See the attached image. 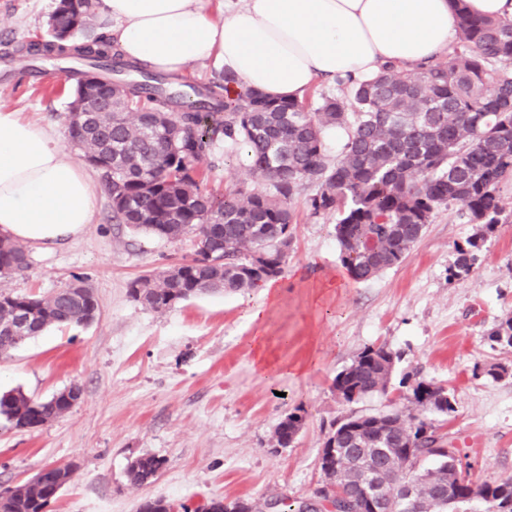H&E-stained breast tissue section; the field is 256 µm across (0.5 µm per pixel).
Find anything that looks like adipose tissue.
Wrapping results in <instances>:
<instances>
[{
    "label": "adipose tissue",
    "instance_id": "adipose-tissue-1",
    "mask_svg": "<svg viewBox=\"0 0 512 512\" xmlns=\"http://www.w3.org/2000/svg\"><path fill=\"white\" fill-rule=\"evenodd\" d=\"M110 37L131 61L168 73L211 60L233 82L299 100L316 80L360 79L389 62L445 52L455 8L512 19V0H103ZM93 180L47 128L0 110V235L49 249L83 236L96 212Z\"/></svg>",
    "mask_w": 512,
    "mask_h": 512
}]
</instances>
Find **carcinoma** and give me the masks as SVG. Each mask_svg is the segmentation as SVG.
<instances>
[{"mask_svg": "<svg viewBox=\"0 0 512 512\" xmlns=\"http://www.w3.org/2000/svg\"><path fill=\"white\" fill-rule=\"evenodd\" d=\"M94 16L93 0H57L46 38L31 41L27 53L77 56L88 70L100 71L104 111H84L76 88L67 121L83 157L98 159L94 168L103 174L112 221L169 241L190 235L211 253L209 263L194 256L131 281L129 294L144 307L166 311L193 296L245 292L280 277L297 223L291 201L306 184L315 187L311 214L336 216L339 260L357 282L402 263L443 207L458 206L490 229L512 221L498 195L512 177V20L461 9L448 51L414 65L412 74L390 63L375 76L338 78L336 87L348 97L324 96L311 112L302 100H273L250 89L228 101L223 92L234 82L228 76L183 90L170 77L123 60L107 39H84ZM330 127L347 132L332 162L323 136ZM221 136L247 149L268 190L215 195L202 186L199 165ZM476 247L458 248L453 275L471 273ZM28 267L26 246L0 236V276ZM67 288L45 297L0 291V355L51 326L93 322L99 307L92 287L75 277ZM19 318L27 320L23 331L11 329ZM489 338L512 347V318ZM398 361L391 348L368 346L336 375L333 389L348 404L384 393ZM406 400V411L341 419L324 443L330 449L326 477L340 498L316 491L300 504L303 512H369V478L394 502L407 480H417L415 503L398 512H448L460 459L436 457L448 441L430 415L454 407L444 388L422 378ZM73 406L62 392L48 399L20 391L0 395V417L19 429L38 428ZM305 418L299 407L288 412L276 427L275 446L288 447ZM422 456L435 466L418 473ZM163 465L154 455L138 457L128 478L149 484ZM73 472L54 469L37 490H4L0 512H49ZM506 497L512 498V479L484 483V512H494Z\"/></svg>", "mask_w": 512, "mask_h": 512, "instance_id": "obj_1", "label": "carcinoma"}]
</instances>
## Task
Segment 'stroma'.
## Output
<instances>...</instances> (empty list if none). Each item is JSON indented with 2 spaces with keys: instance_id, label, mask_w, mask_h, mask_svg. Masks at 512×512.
Here are the masks:
<instances>
[{
  "instance_id": "stroma-1",
  "label": "stroma",
  "mask_w": 512,
  "mask_h": 512,
  "mask_svg": "<svg viewBox=\"0 0 512 512\" xmlns=\"http://www.w3.org/2000/svg\"><path fill=\"white\" fill-rule=\"evenodd\" d=\"M55 0H0V109L49 127L73 159L80 151L67 130V106L79 65L41 61L44 81L20 73L31 61L22 44L45 34ZM204 187L264 189L238 146L216 142L201 166ZM92 224L77 241L30 248L28 269L0 278V290L45 296L84 278L99 304L87 325L52 327L0 357V393L34 399L78 386L81 397L63 417L20 430L0 417V488L25 484L48 465L71 467L73 480L50 512H138L162 498L196 508L214 499H242L264 512L271 496L297 505L324 476L322 449L348 414H378L406 404L402 378L445 387L454 410L435 418L459 451L460 468L480 481L512 478V347L490 341L512 318V223L469 222L459 207L439 209L400 265L364 282L346 276L338 258L336 219L311 215L310 189L292 201L297 215L281 294L261 321L245 318L259 290L202 294L156 312L134 302L128 286L140 275L190 259L192 237L167 241L113 223L98 170ZM477 241L472 273L452 274L457 250ZM338 287H324L330 275ZM270 337L272 356L315 361L305 374L270 375L256 364L253 338ZM400 352L388 390L345 404L332 383L365 347ZM306 421L285 448L272 442L294 408ZM164 461L157 479L137 486L132 460Z\"/></svg>"
}]
</instances>
